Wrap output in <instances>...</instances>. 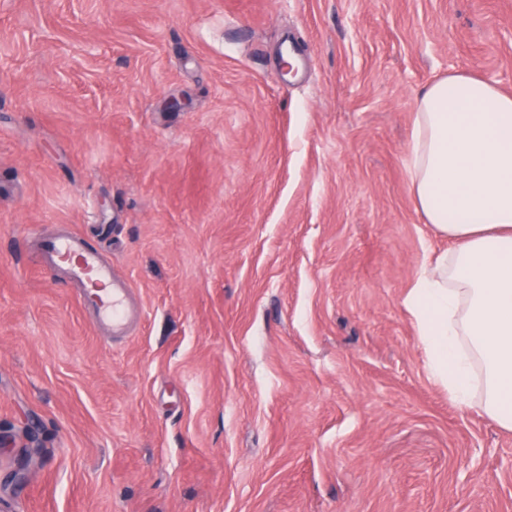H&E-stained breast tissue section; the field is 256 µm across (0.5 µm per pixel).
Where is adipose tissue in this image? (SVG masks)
Wrapping results in <instances>:
<instances>
[{
    "mask_svg": "<svg viewBox=\"0 0 512 512\" xmlns=\"http://www.w3.org/2000/svg\"><path fill=\"white\" fill-rule=\"evenodd\" d=\"M407 173L451 253L424 262L404 299L432 379L455 403L480 395L512 431V95L451 74L417 96Z\"/></svg>",
    "mask_w": 512,
    "mask_h": 512,
    "instance_id": "obj_1",
    "label": "adipose tissue"
}]
</instances>
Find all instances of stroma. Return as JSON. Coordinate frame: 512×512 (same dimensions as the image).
Here are the masks:
<instances>
[{
    "mask_svg": "<svg viewBox=\"0 0 512 512\" xmlns=\"http://www.w3.org/2000/svg\"><path fill=\"white\" fill-rule=\"evenodd\" d=\"M450 73L512 94V0H0V512H512L404 305ZM67 233L131 334L46 271ZM44 254L50 271L56 272L60 263L65 265L69 280L82 288L81 304L94 309L99 324L112 329L114 338L128 334V288L117 279L111 262L98 250L86 246L76 234L46 240Z\"/></svg>",
    "mask_w": 512,
    "mask_h": 512,
    "instance_id": "obj_1",
    "label": "stroma"
}]
</instances>
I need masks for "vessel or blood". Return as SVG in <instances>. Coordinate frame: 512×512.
<instances>
[{"mask_svg":"<svg viewBox=\"0 0 512 512\" xmlns=\"http://www.w3.org/2000/svg\"><path fill=\"white\" fill-rule=\"evenodd\" d=\"M44 254L47 269L64 270L81 288L80 302L93 308L99 324L109 327L113 337L127 335L131 323L126 304L128 289L117 279L111 262L75 234L46 240Z\"/></svg>","mask_w":512,"mask_h":512,"instance_id":"obj_1","label":"vessel or blood"}]
</instances>
